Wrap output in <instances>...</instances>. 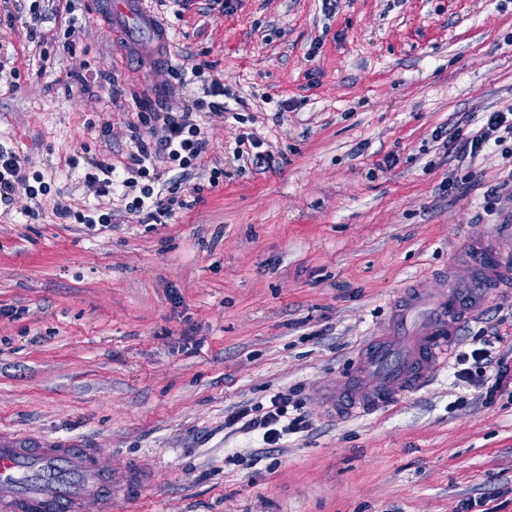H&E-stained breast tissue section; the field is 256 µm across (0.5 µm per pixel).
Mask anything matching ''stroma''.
<instances>
[{"label":"stroma","instance_id":"1","mask_svg":"<svg viewBox=\"0 0 512 512\" xmlns=\"http://www.w3.org/2000/svg\"><path fill=\"white\" fill-rule=\"evenodd\" d=\"M112 3L0 0V146L51 186L0 201V434L98 449L117 481L139 461L150 484L113 512H512L511 397L483 405L446 364L368 415L326 407L404 288L435 294L463 240L512 235V199H483L512 155L464 169L441 139L512 105V0H153L163 35ZM214 78L229 110L198 114L201 165L163 176L192 210L159 224L87 191L139 112ZM244 133L269 167L234 159ZM73 200L118 216L60 223ZM493 326L512 354V288L459 345ZM279 392L306 431L265 448L225 427Z\"/></svg>","mask_w":512,"mask_h":512}]
</instances>
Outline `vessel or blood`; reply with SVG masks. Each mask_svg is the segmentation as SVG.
Wrapping results in <instances>:
<instances>
[{"label": "vessel or blood", "instance_id": "1", "mask_svg": "<svg viewBox=\"0 0 512 512\" xmlns=\"http://www.w3.org/2000/svg\"><path fill=\"white\" fill-rule=\"evenodd\" d=\"M116 9L151 31L163 25L147 15L144 6L118 0ZM512 253L508 244L477 238L462 242L448 260L450 284L433 298L417 292L396 304V319L386 335L371 338L363 347L344 388L328 396L329 408L349 400L352 412L382 408L415 391L436 367L447 363L456 344L458 327L482 306L490 292L512 285V268L502 261ZM413 328L416 338L403 344L400 328ZM381 382L368 388L366 373ZM112 464L92 448L54 443L30 446L0 435V512H112L114 503L136 500L143 486L136 465L125 469L121 486H106Z\"/></svg>", "mask_w": 512, "mask_h": 512}]
</instances>
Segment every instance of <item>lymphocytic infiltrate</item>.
Instances as JSON below:
<instances>
[{"instance_id": "lymphocytic-infiltrate-1", "label": "lymphocytic infiltrate", "mask_w": 512, "mask_h": 512, "mask_svg": "<svg viewBox=\"0 0 512 512\" xmlns=\"http://www.w3.org/2000/svg\"><path fill=\"white\" fill-rule=\"evenodd\" d=\"M195 111L142 112L139 125L133 126L132 147L122 165L96 162L84 183L88 190L103 196L109 193L126 199L127 210L147 211L150 218L161 220L175 211L192 208L193 203L179 195L158 198L154 186L163 174L151 167L154 156H161L182 169L200 165L207 141L194 117ZM512 136V107L487 113L477 131H454L448 146L459 157H475L492 145L503 144ZM19 153L0 148V200L9 199L18 191L30 197L48 194L50 186L42 175L27 177ZM499 333L473 341L471 348L458 351L453 364V377L458 382L480 389L485 403H494L512 387V363L495 356L493 349ZM289 399L278 393L266 406H241L228 419L229 425H242L244 430L258 433L264 447L278 446L284 436L306 429L304 417L288 414Z\"/></svg>"}]
</instances>
